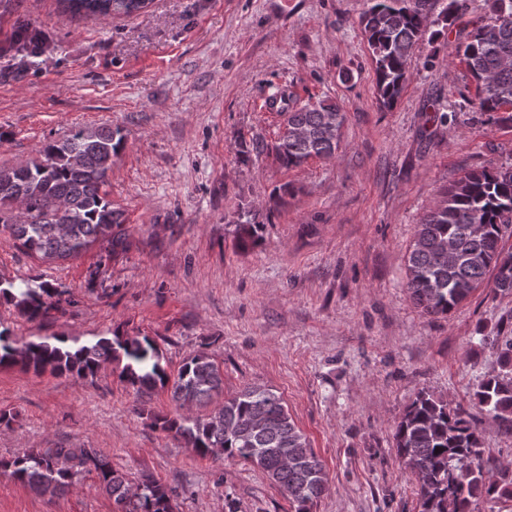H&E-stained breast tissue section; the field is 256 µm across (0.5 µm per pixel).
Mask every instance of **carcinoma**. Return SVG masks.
Listing matches in <instances>:
<instances>
[{"label":"carcinoma","mask_w":512,"mask_h":512,"mask_svg":"<svg viewBox=\"0 0 512 512\" xmlns=\"http://www.w3.org/2000/svg\"><path fill=\"white\" fill-rule=\"evenodd\" d=\"M360 18L376 74L379 104L392 106L408 80V61L428 32L437 0H370ZM490 12L477 22L461 46L475 81L473 107L512 124V0H490ZM70 14L87 19L129 17L147 8L145 0H63ZM280 101L282 122L271 143L242 139V161L252 152L272 154L285 168L312 158L331 157L341 142L346 113L329 99L298 102L287 90ZM122 139L107 127L74 130L50 142L40 159L0 167V226L16 246L44 260L76 258L100 243L106 258L125 250L124 213L112 207L106 186L112 157ZM259 222L248 216L238 225L239 243L254 242ZM512 229V164L466 173L417 225L406 259V288L428 315L446 314L486 284L512 295V249L504 233ZM0 296L33 321L60 309L59 293L48 283L34 286L0 280ZM480 343L498 353L503 373L476 385L477 407L512 428V322L505 334ZM125 358L120 378L148 395L157 384H171L175 411L140 409L149 426L183 441L200 457L242 459L260 469L296 505L311 512L328 489L322 461L296 427L281 398L252 385L225 397L224 374L204 352L187 358L174 378L161 365L157 345L148 338L114 336L72 347L62 338L30 341L20 347L0 330V365H20L36 373L94 376L102 364ZM213 409L195 415V405ZM397 456L410 469L420 512H472L473 500L512 498V471L484 457L478 423L466 410L422 391L397 422ZM93 474L98 488L118 512H174L176 489L143 473L134 481L115 470L96 448H35L0 459V476L56 495Z\"/></svg>","instance_id":"1"}]
</instances>
